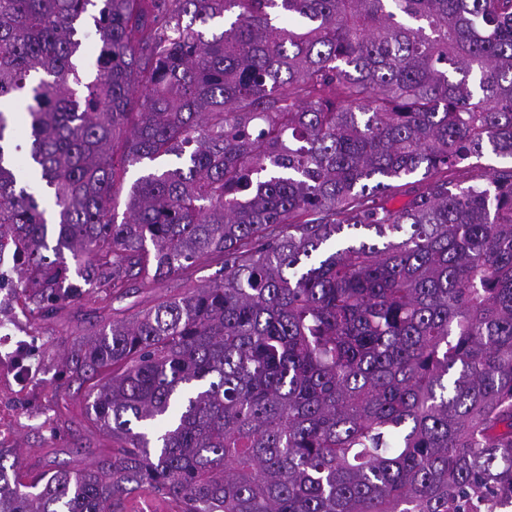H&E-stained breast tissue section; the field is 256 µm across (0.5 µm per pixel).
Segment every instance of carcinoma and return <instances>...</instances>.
Returning a JSON list of instances; mask_svg holds the SVG:
<instances>
[{
    "instance_id": "cac0c4a2",
    "label": "carcinoma",
    "mask_w": 512,
    "mask_h": 512,
    "mask_svg": "<svg viewBox=\"0 0 512 512\" xmlns=\"http://www.w3.org/2000/svg\"><path fill=\"white\" fill-rule=\"evenodd\" d=\"M487 150L512 159V0H0V290L51 318L224 259L69 347L117 449L27 484L0 448V512L512 500V166L448 179ZM170 505L154 499L147 493H142L126 502V512H169Z\"/></svg>"
}]
</instances>
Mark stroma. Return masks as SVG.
Returning <instances> with one entry per match:
<instances>
[{
    "mask_svg": "<svg viewBox=\"0 0 512 512\" xmlns=\"http://www.w3.org/2000/svg\"><path fill=\"white\" fill-rule=\"evenodd\" d=\"M222 272L220 260L203 263L189 271L183 278L167 282L136 284L127 298L113 301L105 319L124 318L152 307L158 302L184 292L209 280L219 277ZM96 317L88 308L70 305L58 310L53 318L46 321L24 319V331L38 337L39 369L41 383L38 389L26 395H14L7 404L16 415V433L11 444V463L19 471L31 468L51 470L70 463L77 443H91L92 435L85 429L80 415H73L67 427L57 434H50L49 425L54 418V401L58 393L69 391L76 401H83L85 392L70 383L58 371L62 351L71 340L90 331Z\"/></svg>",
    "mask_w": 512,
    "mask_h": 512,
    "instance_id": "1",
    "label": "stroma"
}]
</instances>
